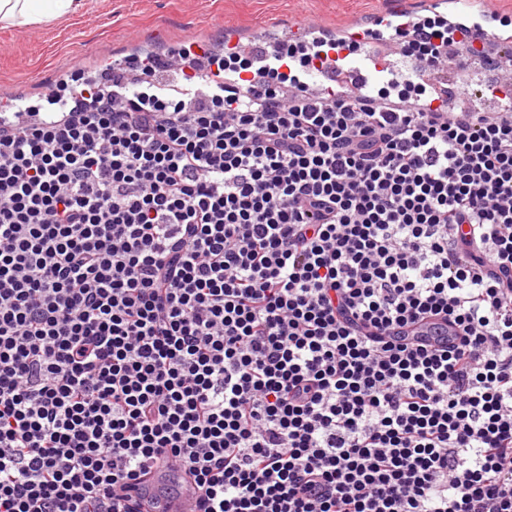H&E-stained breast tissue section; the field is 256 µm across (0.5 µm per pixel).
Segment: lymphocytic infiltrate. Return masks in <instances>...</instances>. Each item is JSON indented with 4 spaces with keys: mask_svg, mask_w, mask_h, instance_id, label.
Returning <instances> with one entry per match:
<instances>
[{
    "mask_svg": "<svg viewBox=\"0 0 512 512\" xmlns=\"http://www.w3.org/2000/svg\"><path fill=\"white\" fill-rule=\"evenodd\" d=\"M315 59L186 47L180 90L144 56L0 120V512H139L159 464L199 512H512V112ZM367 61L372 63L375 60L372 57L350 58L345 69L341 73H336V80L356 91H373L374 86L369 82L372 67ZM345 72L347 74H344Z\"/></svg>",
    "mask_w": 512,
    "mask_h": 512,
    "instance_id": "obj_1",
    "label": "lymphocytic infiltrate"
}]
</instances>
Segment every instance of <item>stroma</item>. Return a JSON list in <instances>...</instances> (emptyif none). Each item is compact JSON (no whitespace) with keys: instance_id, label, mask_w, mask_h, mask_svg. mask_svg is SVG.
<instances>
[{"instance_id":"35a3bbf8","label":"stroma","mask_w":512,"mask_h":512,"mask_svg":"<svg viewBox=\"0 0 512 512\" xmlns=\"http://www.w3.org/2000/svg\"><path fill=\"white\" fill-rule=\"evenodd\" d=\"M425 0H91L87 12L63 24L0 30V94L32 100L48 94L70 69L100 74L141 48L213 44L226 32L245 35L259 25L312 19L347 27L376 12L403 8L421 14Z\"/></svg>"}]
</instances>
